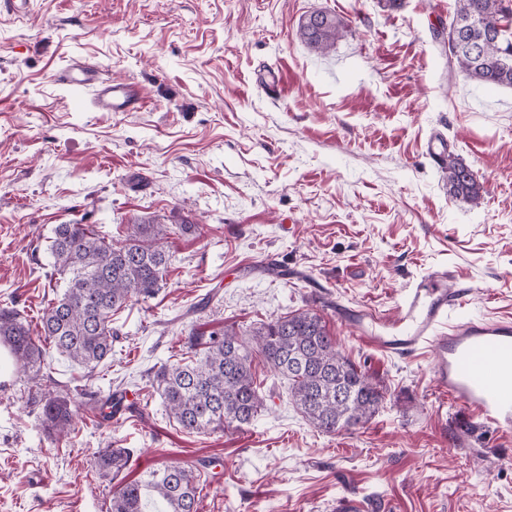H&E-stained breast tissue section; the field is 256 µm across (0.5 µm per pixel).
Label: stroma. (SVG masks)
I'll use <instances>...</instances> for the list:
<instances>
[{
  "instance_id": "obj_1",
  "label": "stroma",
  "mask_w": 512,
  "mask_h": 512,
  "mask_svg": "<svg viewBox=\"0 0 512 512\" xmlns=\"http://www.w3.org/2000/svg\"><path fill=\"white\" fill-rule=\"evenodd\" d=\"M454 8L31 0L20 16L0 0V305L37 324L62 282L48 251L56 225L116 243L135 220L197 226L169 235L157 294L113 316L112 356L95 374L44 362L45 385L74 412L67 437L44 430L27 376L0 348V512H107L116 483L94 468L102 448L130 449L134 478L216 459L201 512H331L344 496L372 512H512V435L458 427L429 355L383 356L331 308L394 313L406 288L447 268L470 291L453 320L512 317V89L449 70L437 32ZM315 11L346 25L326 54L297 35ZM73 59L136 84L142 107L85 108L53 79ZM436 132L483 185L479 204L453 199L423 152ZM303 309L383 388L368 423L318 431L260 358L266 407L252 424L196 435L169 420L153 378L191 329L248 333ZM117 393L135 405L99 425L94 399Z\"/></svg>"
}]
</instances>
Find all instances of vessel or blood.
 Returning a JSON list of instances; mask_svg holds the SVG:
<instances>
[{"mask_svg": "<svg viewBox=\"0 0 512 512\" xmlns=\"http://www.w3.org/2000/svg\"><path fill=\"white\" fill-rule=\"evenodd\" d=\"M55 81L90 95L100 112H129L142 105L132 83L104 77L95 64L73 61L54 74ZM451 270L441 268L408 288L393 315L367 305L337 303L336 315L373 349L398 358L427 352L433 357L435 387L459 404L473 429L512 433V320L452 321L465 290L450 287Z\"/></svg>", "mask_w": 512, "mask_h": 512, "instance_id": "b4317fda", "label": "vessel or blood"}]
</instances>
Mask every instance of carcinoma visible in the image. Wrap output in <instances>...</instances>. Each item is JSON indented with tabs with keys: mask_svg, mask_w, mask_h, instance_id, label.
I'll list each match as a JSON object with an SVG mask.
<instances>
[{
	"mask_svg": "<svg viewBox=\"0 0 512 512\" xmlns=\"http://www.w3.org/2000/svg\"><path fill=\"white\" fill-rule=\"evenodd\" d=\"M345 24L320 11L299 25V38L327 53L343 37ZM448 67L485 85L512 87V0H457L447 37ZM448 193L478 204L483 185L473 171L448 155L442 165ZM163 223L147 220L127 225L125 240L114 245L86 224H58L49 251L54 268L66 276L64 289L43 307L37 336L15 307H0V343L16 365L39 380L46 350L93 373L112 357L118 331L112 315L128 303L149 298L161 288L169 264ZM194 359L162 366L155 386L169 417L189 433L222 432L249 425L264 409L255 383L252 357L257 353L288 381L292 401L324 433L351 430L367 423L384 399L382 388L341 354L322 317L300 311L271 321L244 338L226 326L190 333ZM47 432L71 431L69 402L36 391ZM125 448H102L95 468L116 478L128 466ZM205 462L174 463L123 482L112 493L109 512H200Z\"/></svg>",
	"mask_w": 512,
	"mask_h": 512,
	"instance_id": "carcinoma-1",
	"label": "carcinoma"
}]
</instances>
